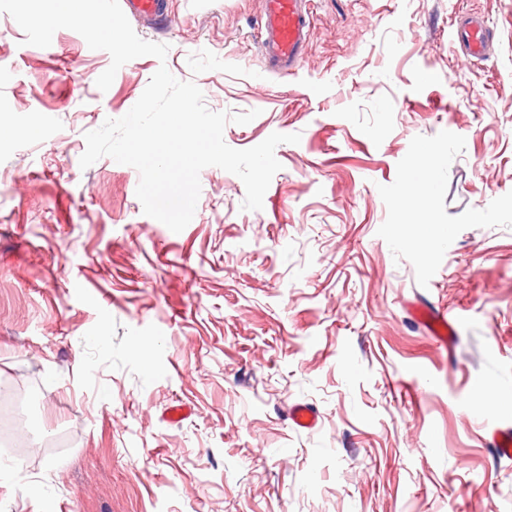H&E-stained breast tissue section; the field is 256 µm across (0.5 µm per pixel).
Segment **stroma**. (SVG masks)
I'll return each instance as SVG.
<instances>
[{
  "label": "stroma",
  "mask_w": 512,
  "mask_h": 512,
  "mask_svg": "<svg viewBox=\"0 0 512 512\" xmlns=\"http://www.w3.org/2000/svg\"><path fill=\"white\" fill-rule=\"evenodd\" d=\"M305 3L283 74L262 0H166V24L131 23L166 61L105 92L106 51L70 29L26 44L0 13V399L40 388L0 446V512H512L490 432L512 427V0ZM473 13L481 62L457 39ZM162 64L211 110H258L230 147L299 134L262 210L210 166L175 233L135 168L80 167ZM433 307L457 316L447 342ZM438 159L431 153L422 155L416 163L415 169L418 177L409 183L411 198L421 199L424 197L423 185L428 183L429 177L433 178V171Z\"/></svg>",
  "instance_id": "stroma-1"
}]
</instances>
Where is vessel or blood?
I'll list each match as a JSON object with an SVG mask.
<instances>
[{
    "label": "vessel or blood",
    "mask_w": 512,
    "mask_h": 512,
    "mask_svg": "<svg viewBox=\"0 0 512 512\" xmlns=\"http://www.w3.org/2000/svg\"><path fill=\"white\" fill-rule=\"evenodd\" d=\"M260 46L266 59L283 72L294 70L301 61L308 38L309 20L302 0H264ZM124 8L144 21L161 19L163 0H123ZM457 37L468 57L483 58L489 49L490 33L485 22L471 17L458 29Z\"/></svg>",
    "instance_id": "vessel-or-blood-1"
}]
</instances>
